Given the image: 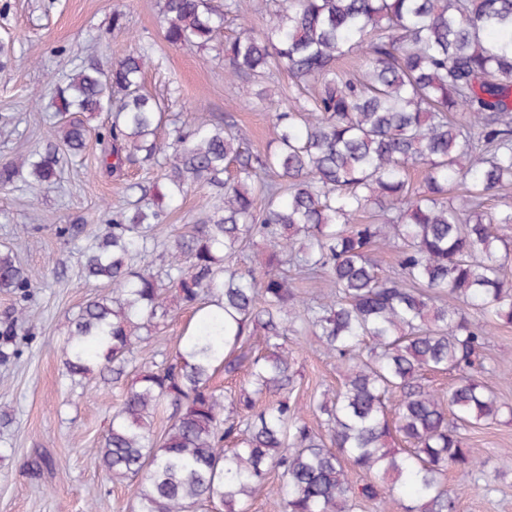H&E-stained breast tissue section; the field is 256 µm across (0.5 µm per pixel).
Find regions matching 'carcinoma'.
I'll return each instance as SVG.
<instances>
[{"mask_svg": "<svg viewBox=\"0 0 512 512\" xmlns=\"http://www.w3.org/2000/svg\"><path fill=\"white\" fill-rule=\"evenodd\" d=\"M254 0H159L164 39L212 41ZM271 24L224 41V76L261 87L274 110L261 153L230 112L200 106L160 137L163 108L143 91L153 45L141 42L105 67L88 61L57 85L58 144L0 162V189L51 188L90 135L100 164L121 174L136 162L161 169L130 182L128 206L103 207L104 231L81 252L84 277L107 292L91 298L62 339L63 375L86 388L134 374L112 410L94 458L108 483L132 487L130 512H249L266 492L277 512H356L399 500L402 512H456L480 466L461 430L500 413L479 375L487 326L512 324V205L487 200L512 185V0H265ZM365 59L356 70L337 62ZM295 96L282 108L274 74ZM112 114L95 129L72 118ZM421 171L419 186L410 184ZM210 189L191 231L167 246L164 276L146 262L165 205L196 183ZM368 215L355 223L356 215ZM257 235L265 263L236 259ZM395 252L383 271L375 246ZM297 275L330 292L306 303ZM34 284L12 251L0 250V290L26 302ZM192 310L194 327L159 363L138 347L170 314L167 291ZM460 305L448 304V298ZM21 306L0 323V364L20 355ZM309 335L336 357L339 389L304 408L294 388L290 337ZM453 371L444 396L427 372ZM245 374L224 393L218 374ZM277 400L261 407L259 400ZM169 411L158 432L155 417ZM273 470L278 484L269 483ZM362 474L353 482L348 472ZM456 487L448 488V472Z\"/></svg>", "mask_w": 512, "mask_h": 512, "instance_id": "obj_1", "label": "carcinoma"}]
</instances>
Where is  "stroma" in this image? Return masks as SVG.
<instances>
[{
	"label": "stroma",
	"instance_id": "1",
	"mask_svg": "<svg viewBox=\"0 0 512 512\" xmlns=\"http://www.w3.org/2000/svg\"><path fill=\"white\" fill-rule=\"evenodd\" d=\"M159 0H0V42L13 53L0 66V162L44 146L52 128L47 107L67 68L91 56L113 62L141 41L154 46L144 77L146 91L165 105L170 120L190 119L198 105L223 115L232 109L253 149L265 148L272 113L252 86H229L218 50L234 32L225 26L220 38L205 48L168 45L162 35ZM126 16L124 30L112 28L113 11ZM99 150L86 152L66 166L57 189L35 196L0 190V249L8 247L29 271L36 288L28 306L34 316L31 339L22 356L0 365V405L14 414L13 424L0 428V512H128L130 487L117 483L103 493V474L94 464L112 408L125 383L99 379L94 400L70 387L62 375L61 340L68 322L102 286L85 280L78 250L98 232L104 203L124 207L125 186L152 181L158 167L127 166L114 177L98 162ZM208 187L194 186L174 204L158 228L162 242L188 233ZM79 224L73 241L56 233L57 226ZM189 310L176 307L154 339L143 343L139 357L161 362L190 321ZM296 386L290 402L308 405L342 377L335 359L311 337L290 343ZM484 365L506 409L492 424L464 431L481 466L464 495L459 512H512V325L497 327ZM46 458L47 466L29 469L28 461Z\"/></svg>",
	"mask_w": 512,
	"mask_h": 512
}]
</instances>
